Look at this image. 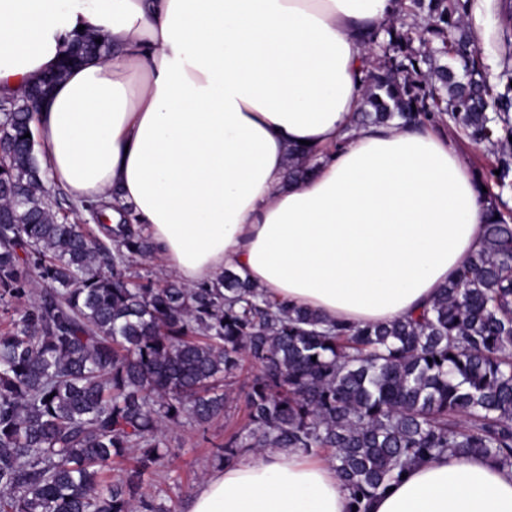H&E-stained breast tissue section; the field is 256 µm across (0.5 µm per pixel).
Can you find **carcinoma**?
<instances>
[{
    "label": "carcinoma",
    "mask_w": 512,
    "mask_h": 512,
    "mask_svg": "<svg viewBox=\"0 0 512 512\" xmlns=\"http://www.w3.org/2000/svg\"><path fill=\"white\" fill-rule=\"evenodd\" d=\"M393 2L395 17L366 35L353 123L453 124L501 156L480 179L481 250L430 306L389 324L326 323L230 269L194 288L140 273L156 246L131 211L116 206L113 226L93 211L94 230L58 217L47 160L25 137L32 113L0 112V301L27 297L34 278L50 285L0 333V512H165L142 492L164 467L162 427L224 415L246 359L259 373L221 464L255 448H331L356 512L447 451L512 469V100L487 79L470 0ZM103 49L76 40L27 89L51 93ZM311 159L289 151V177L305 178ZM128 450L134 465L112 475Z\"/></svg>",
    "instance_id": "cac0c4a2"
}]
</instances>
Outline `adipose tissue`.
<instances>
[{
    "label": "adipose tissue",
    "mask_w": 512,
    "mask_h": 512,
    "mask_svg": "<svg viewBox=\"0 0 512 512\" xmlns=\"http://www.w3.org/2000/svg\"><path fill=\"white\" fill-rule=\"evenodd\" d=\"M391 0H0V95L54 69L79 30L107 46L71 70L32 125L76 203L131 207L189 286L225 270L352 325L430 304L489 219L445 134L353 127L364 34ZM308 141L309 177L287 180ZM186 512H350L331 460L295 448L214 469ZM366 512H512V470L447 453Z\"/></svg>",
    "instance_id": "1"
}]
</instances>
